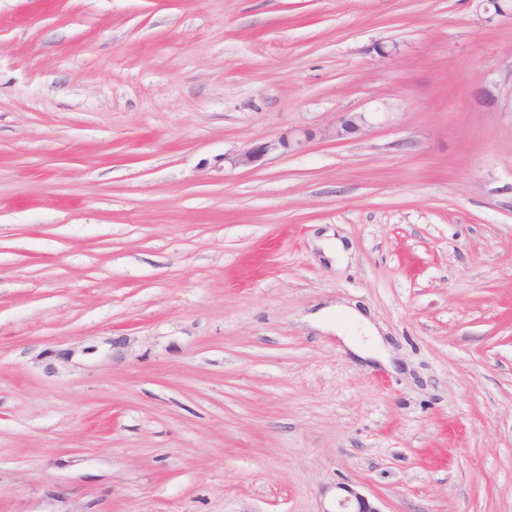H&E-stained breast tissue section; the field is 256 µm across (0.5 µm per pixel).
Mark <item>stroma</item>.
Returning a JSON list of instances; mask_svg holds the SVG:
<instances>
[{
  "label": "stroma",
  "mask_w": 512,
  "mask_h": 512,
  "mask_svg": "<svg viewBox=\"0 0 512 512\" xmlns=\"http://www.w3.org/2000/svg\"><path fill=\"white\" fill-rule=\"evenodd\" d=\"M342 483L512 512V14L0 0V512H322ZM366 119L359 112H344L337 121V124L321 132L322 138L341 140L347 135L357 133L362 130ZM302 144V140L296 139L293 141L288 135L266 139L243 150L232 160V163L236 167L256 166L258 162L263 161L267 156L283 154L285 151L302 146Z\"/></svg>",
  "instance_id": "stroma-1"
}]
</instances>
